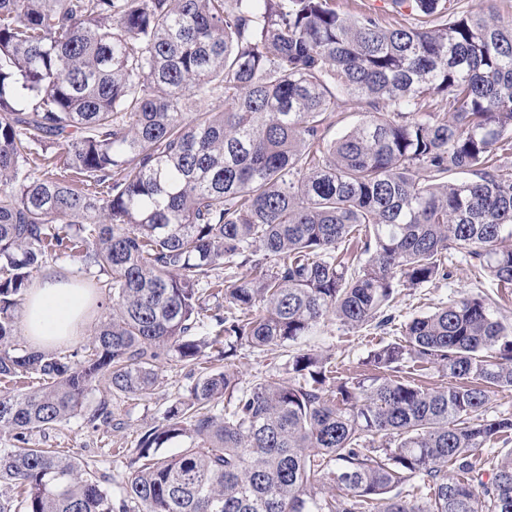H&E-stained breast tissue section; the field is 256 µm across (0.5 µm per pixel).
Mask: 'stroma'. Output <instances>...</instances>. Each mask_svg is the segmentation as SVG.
<instances>
[{
	"mask_svg": "<svg viewBox=\"0 0 512 512\" xmlns=\"http://www.w3.org/2000/svg\"><path fill=\"white\" fill-rule=\"evenodd\" d=\"M450 270L449 279L399 289L391 308L396 324L424 315L462 291L486 295L496 302L504 321H512V288L498 286L496 281L471 269L458 258L454 259ZM392 338L389 332L370 327L352 330L330 321L311 335L284 346L238 348L234 362L240 369V382L245 386L270 378L288 380L289 358L310 349L331 357L340 371L350 376L365 372L364 360L368 352ZM195 380L189 365L174 358L165 360L152 395L143 399L113 400L112 424L108 428H94L87 420L100 400L99 391L94 390L85 400L83 415L58 425L46 435H34L32 441L44 448L57 449L87 465L104 486H111L113 479L130 475L139 436L158 425L165 410L184 396Z\"/></svg>",
	"mask_w": 512,
	"mask_h": 512,
	"instance_id": "stroma-1",
	"label": "stroma"
}]
</instances>
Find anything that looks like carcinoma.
Segmentation results:
<instances>
[{
    "label": "carcinoma",
    "instance_id": "cac0c4a2",
    "mask_svg": "<svg viewBox=\"0 0 512 512\" xmlns=\"http://www.w3.org/2000/svg\"><path fill=\"white\" fill-rule=\"evenodd\" d=\"M389 5L416 23L334 0H0V512H512V448L481 467L512 436L491 398L512 388V324L483 296L398 328L372 376L307 350L241 390L203 365L328 320L392 328L396 288L447 279L452 250L512 288V21ZM340 93L366 115L332 138ZM56 147L62 173L30 170ZM61 248L112 308L52 353L23 345L16 311ZM225 264L243 272L200 287ZM169 357L196 382L112 489L32 446L95 386L89 421L110 425ZM411 363L456 383L419 385ZM336 10L343 14L358 16L361 13L380 14L388 26L398 27L416 22V16L410 11L403 10L402 14L388 9L387 0H335ZM385 11V12H384Z\"/></svg>",
    "mask_w": 512,
    "mask_h": 512
}]
</instances>
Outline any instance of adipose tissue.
Instances as JSON below:
<instances>
[{
  "label": "adipose tissue",
  "instance_id": "obj_1",
  "mask_svg": "<svg viewBox=\"0 0 512 512\" xmlns=\"http://www.w3.org/2000/svg\"><path fill=\"white\" fill-rule=\"evenodd\" d=\"M86 305L84 289L55 277L44 278L26 301L23 332L37 347H55L74 336Z\"/></svg>",
  "mask_w": 512,
  "mask_h": 512
}]
</instances>
